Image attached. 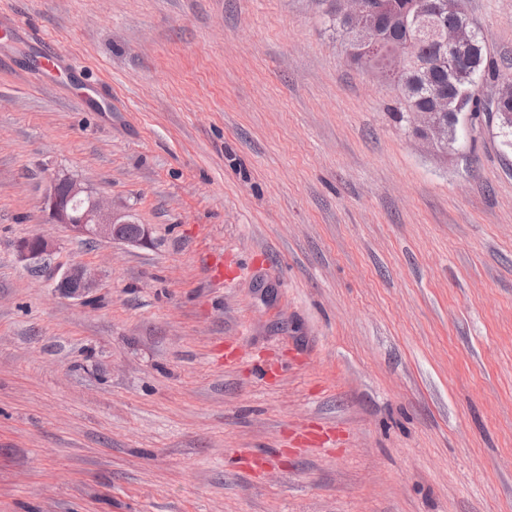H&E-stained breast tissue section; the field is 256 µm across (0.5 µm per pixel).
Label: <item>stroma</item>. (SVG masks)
Returning <instances> with one entry per match:
<instances>
[{
    "mask_svg": "<svg viewBox=\"0 0 512 512\" xmlns=\"http://www.w3.org/2000/svg\"><path fill=\"white\" fill-rule=\"evenodd\" d=\"M335 9L0 0V512H512V156L396 121ZM64 175L148 240L47 223ZM53 248V241L45 235L39 234L35 236L33 244L23 242L19 246V254L23 260L38 264L51 253ZM96 274L81 265L64 270L55 281L54 288L69 297L83 299L95 288Z\"/></svg>",
    "mask_w": 512,
    "mask_h": 512,
    "instance_id": "obj_1",
    "label": "stroma"
}]
</instances>
